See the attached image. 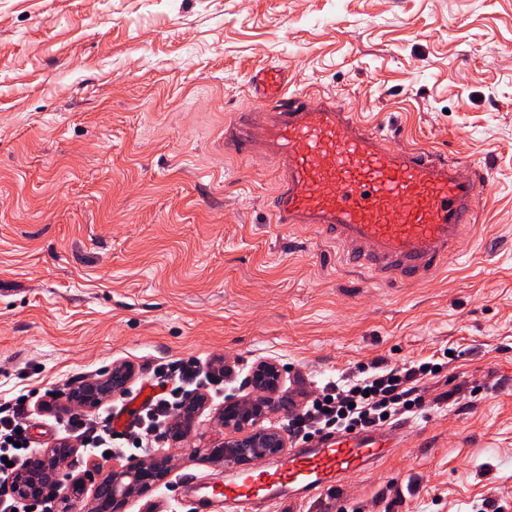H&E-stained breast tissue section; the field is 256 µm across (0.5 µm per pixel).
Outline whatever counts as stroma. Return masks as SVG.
<instances>
[{"instance_id":"obj_1","label":"stroma","mask_w":512,"mask_h":512,"mask_svg":"<svg viewBox=\"0 0 512 512\" xmlns=\"http://www.w3.org/2000/svg\"><path fill=\"white\" fill-rule=\"evenodd\" d=\"M269 62L407 146L485 168L445 271L384 285L311 228L271 221L274 163L225 154ZM284 368L287 424L359 368L431 362L402 447L339 488L251 512H512V0H0V403L36 453L96 423L69 393L116 362ZM172 474L222 464L165 439Z\"/></svg>"}]
</instances>
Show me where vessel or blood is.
Listing matches in <instances>:
<instances>
[{"label":"vessel or blood","mask_w":512,"mask_h":512,"mask_svg":"<svg viewBox=\"0 0 512 512\" xmlns=\"http://www.w3.org/2000/svg\"><path fill=\"white\" fill-rule=\"evenodd\" d=\"M251 86L253 104L225 126L224 150L272 159L274 223L316 230L378 282H415L444 267L484 200L478 169L399 145L334 97L289 91L277 66L256 70ZM399 433L394 426L322 433L270 469L239 464L220 484L186 474L175 485L190 512H245L252 501L321 493L369 469L397 448Z\"/></svg>","instance_id":"1"}]
</instances>
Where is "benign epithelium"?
Here are the masks:
<instances>
[{
  "label": "benign epithelium",
  "mask_w": 512,
  "mask_h": 512,
  "mask_svg": "<svg viewBox=\"0 0 512 512\" xmlns=\"http://www.w3.org/2000/svg\"><path fill=\"white\" fill-rule=\"evenodd\" d=\"M133 375L131 366L114 364L102 371V378L82 385L73 395V400L87 408L97 406L112 387L125 385ZM282 379V367L273 360L259 362L249 384L256 391L254 396H230L224 400V408L218 414L214 427L218 437L212 442L217 460L224 467L252 454L258 458L279 456L287 448V439L282 429L271 425L263 427L260 422L275 403ZM205 399L194 397L182 403L173 416L176 439L187 441L196 435L194 423ZM63 454L52 451L48 463L39 471L25 463L13 476L14 495L19 500L32 497L64 498L67 491L90 485L92 494L89 512H121L125 502L143 493L150 483L161 478L169 467L170 457L153 453L131 458L126 463H116L100 458L82 477L75 478L59 469Z\"/></svg>",
  "instance_id": "7a95c632"
}]
</instances>
